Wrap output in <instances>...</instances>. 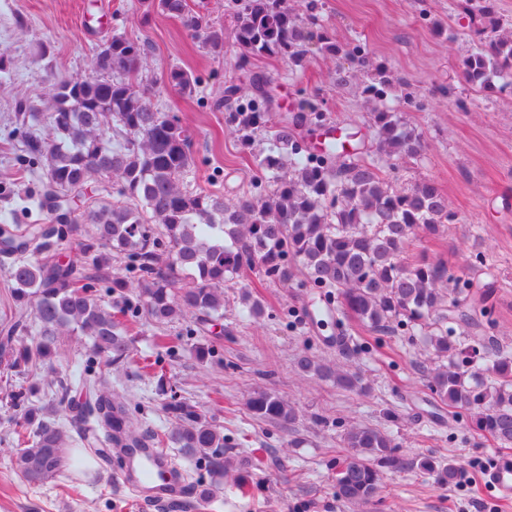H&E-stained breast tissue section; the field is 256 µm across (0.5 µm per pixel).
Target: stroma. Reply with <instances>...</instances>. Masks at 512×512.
<instances>
[{"instance_id":"stroma-1","label":"stroma","mask_w":512,"mask_h":512,"mask_svg":"<svg viewBox=\"0 0 512 512\" xmlns=\"http://www.w3.org/2000/svg\"><path fill=\"white\" fill-rule=\"evenodd\" d=\"M288 3L301 17L313 13L324 19L337 43H367L372 63L387 68L389 99H401L403 121L422 132L426 144L420 159L392 171V182L401 187L431 180L447 195L457 219L428 242V253L452 266L481 253L498 274L497 321L490 333L512 350V93L494 84L474 89L462 79L461 63L471 48L465 36L471 28L468 16L453 0ZM450 26L462 30V37L448 39ZM115 33L152 44L142 77L152 83L159 110L178 115L193 135L189 188L215 190L232 200L252 190L258 177L252 157L264 148L266 137L256 134L246 146L227 129L220 102L228 84L245 88L260 74L269 82L275 113H297L299 103L309 100L339 131H363L370 123L373 104L360 94L361 76L337 86L335 58L314 49L303 69L294 71L287 60L247 56L230 41L222 55H214L201 40L190 39L179 20L144 13L138 0H0V49H7L10 61L8 72L0 73V181L17 174L13 131L19 101L49 107L52 77L83 75L93 50ZM172 68L199 77L193 97H181L168 84ZM449 85L469 98V107H452L442 92ZM240 279L261 285L273 314L244 318L240 289L225 284L224 319L220 331L208 334L216 349L207 361L191 355L198 339L188 333V317L165 328L182 343L176 357H166L156 346L157 328L146 315H139L133 338L138 355L162 359L167 378L182 395L224 429L226 470L220 478L204 476L194 488L196 500L221 499L217 512H512V498H500L485 477L495 459L512 458V447H501L467 420L435 418L416 368L417 362L431 361L432 352L419 345L411 353L400 352V337L382 334L379 350L343 356L333 336L357 337L361 331L342 318L324 326L301 321L313 293L304 275L290 287L263 281L254 269L244 270ZM303 353L356 374L365 391L300 374L295 360ZM112 388L128 399L141 426L169 427L153 378L116 370ZM217 390L224 394L220 407L211 403ZM257 390L288 400L299 415L294 427L253 418L246 401ZM16 413L0 397V512H166L156 504L140 505L119 480L116 459L78 452L55 483L20 480L9 451ZM354 423L388 428L403 454L450 460L462 473L448 485L415 467L388 472L379 492L381 506L345 504L337 499L330 476L342 445L340 427ZM257 454L265 459L259 467L252 463ZM241 481L246 484L242 492L237 489Z\"/></svg>"}]
</instances>
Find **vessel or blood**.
<instances>
[{"label":"vessel or blood","mask_w":512,"mask_h":512,"mask_svg":"<svg viewBox=\"0 0 512 512\" xmlns=\"http://www.w3.org/2000/svg\"><path fill=\"white\" fill-rule=\"evenodd\" d=\"M118 476L136 497L170 508L179 507L190 496L182 469L170 457L152 448L142 449L134 460L125 461ZM486 479L502 498H512L511 459L494 461Z\"/></svg>","instance_id":"obj_1"}]
</instances>
